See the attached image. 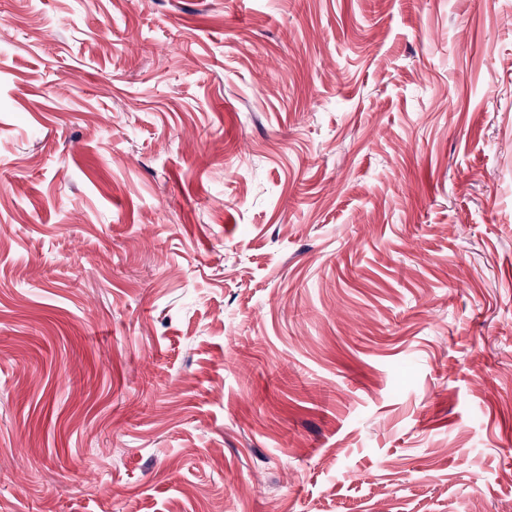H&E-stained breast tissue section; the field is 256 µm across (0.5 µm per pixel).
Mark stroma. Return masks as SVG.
I'll use <instances>...</instances> for the list:
<instances>
[{"label":"stroma","instance_id":"obj_1","mask_svg":"<svg viewBox=\"0 0 512 512\" xmlns=\"http://www.w3.org/2000/svg\"><path fill=\"white\" fill-rule=\"evenodd\" d=\"M0 512H512V0H0Z\"/></svg>","mask_w":512,"mask_h":512}]
</instances>
